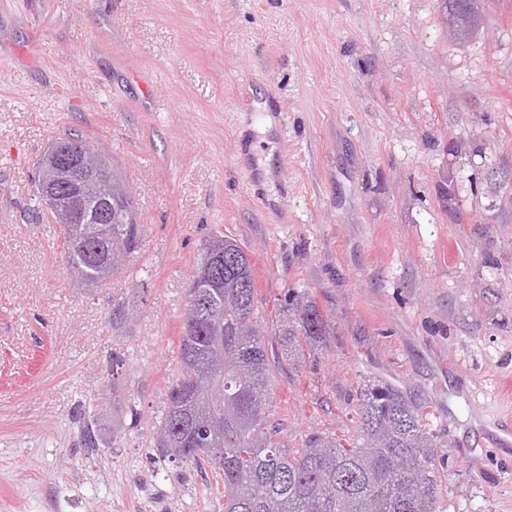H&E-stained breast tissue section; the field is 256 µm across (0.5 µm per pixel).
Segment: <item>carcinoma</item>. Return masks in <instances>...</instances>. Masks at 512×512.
Instances as JSON below:
<instances>
[{"mask_svg":"<svg viewBox=\"0 0 512 512\" xmlns=\"http://www.w3.org/2000/svg\"><path fill=\"white\" fill-rule=\"evenodd\" d=\"M460 35L478 27L473 0H448ZM112 194V223L96 218ZM85 236L62 224L69 272L94 288L119 274L126 256L143 240L133 196L102 183L82 199ZM224 242V291L208 298L218 314L181 336L182 370L168 390L156 425L161 456L208 468L224 484V512H443V485L436 464L443 447L430 413L398 386L364 381L355 410L356 436L345 445L323 432L288 450L269 424L270 364L265 337L282 342V358L302 359L336 335V327L308 292L294 288L278 303L269 323L260 316L248 254L235 240L214 234L196 269L206 263L215 239ZM208 420L222 447L201 454L192 447L194 420ZM98 417L83 424L86 448L97 444Z\"/></svg>","mask_w":512,"mask_h":512,"instance_id":"carcinoma-1","label":"carcinoma"}]
</instances>
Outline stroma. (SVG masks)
<instances>
[{
	"label": "stroma",
	"instance_id": "stroma-1",
	"mask_svg": "<svg viewBox=\"0 0 512 512\" xmlns=\"http://www.w3.org/2000/svg\"><path fill=\"white\" fill-rule=\"evenodd\" d=\"M475 7L462 38L447 0H0V512H224L215 476L155 448L215 233L248 252L262 313L300 287L336 323L269 376L287 448L354 435L383 379L443 436L444 512H512V447L487 439L512 382V0ZM71 133L143 226L99 288L34 201Z\"/></svg>",
	"mask_w": 512,
	"mask_h": 512
}]
</instances>
